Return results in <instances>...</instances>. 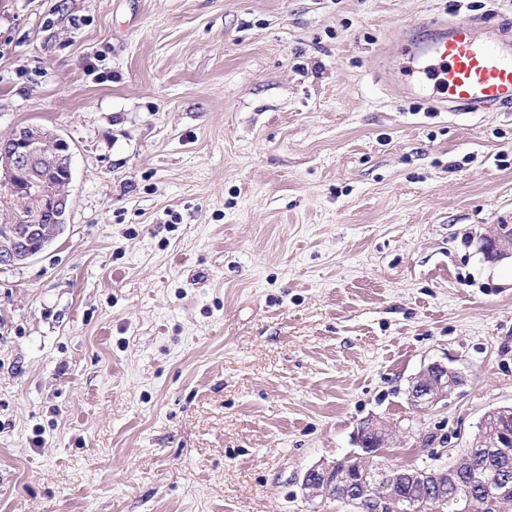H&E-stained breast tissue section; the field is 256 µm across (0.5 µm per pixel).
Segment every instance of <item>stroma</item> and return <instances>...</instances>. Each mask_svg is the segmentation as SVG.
<instances>
[{"instance_id": "obj_1", "label": "stroma", "mask_w": 512, "mask_h": 512, "mask_svg": "<svg viewBox=\"0 0 512 512\" xmlns=\"http://www.w3.org/2000/svg\"><path fill=\"white\" fill-rule=\"evenodd\" d=\"M447 17L512 0H0V137L72 153L63 234L0 270V512H336L303 476L362 421L441 466L512 406V112L389 93ZM456 371L441 363H431L411 382L408 399L412 407L426 411L448 396L449 376ZM438 380V383L435 381ZM434 385V386H433ZM436 387L439 391L436 392Z\"/></svg>"}]
</instances>
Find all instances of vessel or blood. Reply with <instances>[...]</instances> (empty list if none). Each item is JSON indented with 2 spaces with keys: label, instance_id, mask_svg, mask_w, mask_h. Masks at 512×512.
I'll list each match as a JSON object with an SVG mask.
<instances>
[{
  "label": "vessel or blood",
  "instance_id": "obj_1",
  "mask_svg": "<svg viewBox=\"0 0 512 512\" xmlns=\"http://www.w3.org/2000/svg\"><path fill=\"white\" fill-rule=\"evenodd\" d=\"M403 51L432 60L430 75L447 112H487L512 102V31L485 32L469 18L412 22Z\"/></svg>",
  "mask_w": 512,
  "mask_h": 512
}]
</instances>
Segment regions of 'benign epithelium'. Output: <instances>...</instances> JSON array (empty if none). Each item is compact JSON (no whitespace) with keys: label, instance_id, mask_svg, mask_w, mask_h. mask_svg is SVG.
I'll return each instance as SVG.
<instances>
[{"label":"benign epithelium","instance_id":"7a95c632","mask_svg":"<svg viewBox=\"0 0 512 512\" xmlns=\"http://www.w3.org/2000/svg\"><path fill=\"white\" fill-rule=\"evenodd\" d=\"M72 154L68 142L53 129L28 124L15 127L0 139V222L23 225L22 234L0 240V269L14 267L43 253L62 234L70 209L68 186L55 182L62 172L71 182ZM50 220H45V217ZM454 370L441 363H431L414 378L409 388L412 407L426 411L448 396L449 376ZM380 426L367 420L357 429L355 442L359 451L348 456L368 469L371 454L365 439ZM449 468H423L404 477L415 481L437 480L448 476ZM330 466L317 465L304 475L302 488L308 500L327 495Z\"/></svg>","mask_w":512,"mask_h":512}]
</instances>
